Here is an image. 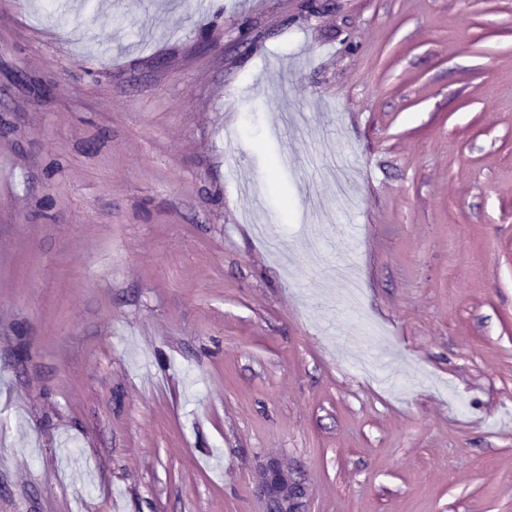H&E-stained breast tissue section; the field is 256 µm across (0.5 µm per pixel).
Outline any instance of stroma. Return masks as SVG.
<instances>
[{
	"mask_svg": "<svg viewBox=\"0 0 512 512\" xmlns=\"http://www.w3.org/2000/svg\"><path fill=\"white\" fill-rule=\"evenodd\" d=\"M270 455L512 512V0H0V512Z\"/></svg>",
	"mask_w": 512,
	"mask_h": 512,
	"instance_id": "stroma-1",
	"label": "stroma"
}]
</instances>
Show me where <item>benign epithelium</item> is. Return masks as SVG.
Segmentation results:
<instances>
[{
    "instance_id": "1",
    "label": "benign epithelium",
    "mask_w": 512,
    "mask_h": 512,
    "mask_svg": "<svg viewBox=\"0 0 512 512\" xmlns=\"http://www.w3.org/2000/svg\"><path fill=\"white\" fill-rule=\"evenodd\" d=\"M261 512H307L311 483L295 461L284 456L264 458L254 471Z\"/></svg>"
}]
</instances>
